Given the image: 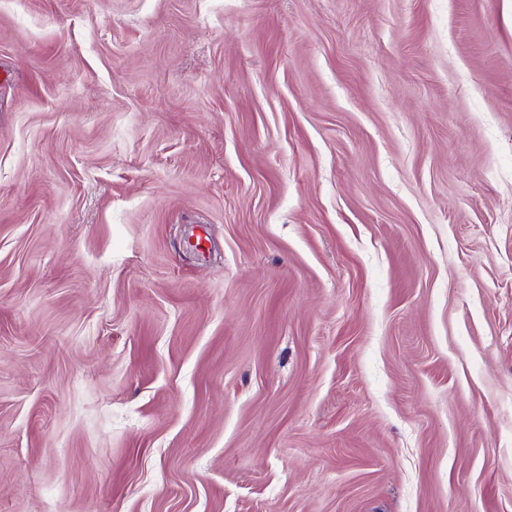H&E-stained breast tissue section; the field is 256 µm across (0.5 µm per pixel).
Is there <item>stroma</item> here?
Instances as JSON below:
<instances>
[{
    "label": "stroma",
    "instance_id": "1",
    "mask_svg": "<svg viewBox=\"0 0 512 512\" xmlns=\"http://www.w3.org/2000/svg\"><path fill=\"white\" fill-rule=\"evenodd\" d=\"M0 512H512V0H0Z\"/></svg>",
    "mask_w": 512,
    "mask_h": 512
}]
</instances>
